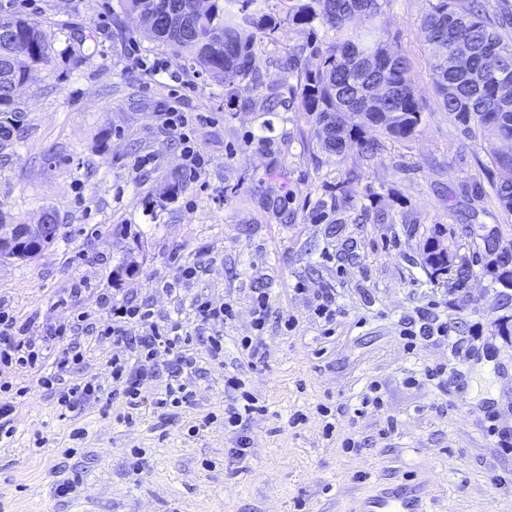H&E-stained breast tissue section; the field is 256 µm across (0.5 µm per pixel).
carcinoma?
<instances>
[{
    "instance_id": "cac0c4a2",
    "label": "carcinoma",
    "mask_w": 512,
    "mask_h": 512,
    "mask_svg": "<svg viewBox=\"0 0 512 512\" xmlns=\"http://www.w3.org/2000/svg\"><path fill=\"white\" fill-rule=\"evenodd\" d=\"M140 0H119L123 15L138 24ZM159 13L144 30L152 40L171 48L175 57L230 87L249 80L266 97L278 102L279 86L267 85L253 70L257 40L276 39L283 19L271 0H213L212 9L200 13L196 0H158ZM384 14L381 0H310L292 5L286 17L296 24L319 21L336 40L319 53L313 70H302L304 49H292L282 68L297 75L289 88L300 111L314 119L313 136L325 148L341 155L347 141H355L365 160L376 158L385 141L411 137L422 122V106L408 73L406 51L385 39L378 20ZM364 21V28L357 27ZM12 28V38H0V150L14 145L13 134L24 113L11 107L14 85L34 68L48 66L52 48L41 25L13 15L0 16V29ZM502 24L483 11L480 0H433L422 17L420 30L431 46L428 61L432 85L440 108L463 126L465 135L491 143L512 138V39L500 31ZM458 41L469 43L473 53L463 72L444 68L445 54ZM498 54L504 62L499 72L484 69L485 54ZM373 128L379 137H366ZM499 179L491 182L501 208L512 213V157L491 155ZM444 251L423 253L422 266L429 276L446 265Z\"/></svg>"
}]
</instances>
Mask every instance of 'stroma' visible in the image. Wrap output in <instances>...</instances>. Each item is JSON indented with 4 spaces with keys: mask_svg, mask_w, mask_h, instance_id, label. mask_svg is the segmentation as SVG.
<instances>
[{
    "mask_svg": "<svg viewBox=\"0 0 512 512\" xmlns=\"http://www.w3.org/2000/svg\"><path fill=\"white\" fill-rule=\"evenodd\" d=\"M429 0H388L387 38L407 48L424 107L411 137L386 141L366 161L355 143L343 155L317 144L312 119L270 107L249 81L224 88L176 62L170 49L119 18L117 0H0V16L39 21L53 49L15 96L21 139L0 151V220L37 223L55 211V244L27 262L0 257V298L31 335L95 306L99 294L176 316L198 292L230 300L224 354L208 361L193 407L144 410L119 423L121 401L61 418L34 374L16 412L17 433L0 446V512H75L86 496L95 512H358L400 486L421 488L428 512H512V301L480 257L462 287L434 282L421 265L436 225L480 242L498 231L512 249V214L490 186L487 143L467 137L441 112L429 78L420 22ZM321 26L284 24L255 48L266 83L296 85L280 62L289 49H326ZM172 63L177 79L152 77L141 62ZM205 113L193 130L201 180L163 129L168 106ZM356 177L337 179L346 170ZM187 186L170 194L174 177ZM482 191H475V183ZM346 205L338 221L319 219L331 195ZM386 223L359 224V205ZM205 267L192 282L179 265ZM336 291V321L314 314L323 289ZM270 298L262 333L266 364L248 367L237 351L253 335L252 299ZM429 313L448 334L407 349L405 324ZM293 319L294 329L284 327ZM443 367L441 381L425 370ZM238 370L262 405L245 425L225 428L224 373ZM376 388L380 406L355 413ZM336 430L325 435V411ZM212 424L197 435L190 425ZM84 427L74 461L62 452ZM144 468L132 471V452ZM247 449L238 458L236 449ZM76 482L66 498L64 480Z\"/></svg>",
    "mask_w": 512,
    "mask_h": 512,
    "instance_id": "obj_1",
    "label": "stroma"
}]
</instances>
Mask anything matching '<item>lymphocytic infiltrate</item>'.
Instances as JSON below:
<instances>
[{
  "label": "lymphocytic infiltrate",
  "mask_w": 512,
  "mask_h": 512,
  "mask_svg": "<svg viewBox=\"0 0 512 512\" xmlns=\"http://www.w3.org/2000/svg\"><path fill=\"white\" fill-rule=\"evenodd\" d=\"M97 302V308L74 313L44 335L33 336L0 301V442L13 437L17 400L28 393L27 388H13L11 375L36 372L65 417H78L100 401L103 388L97 380L73 378L92 340L111 341L117 349L106 366L114 392L122 394L129 408L125 422H132L133 411L147 403L189 407L203 359L219 358L224 327L234 318L231 303L203 294L190 299L188 321L156 318L148 305L129 299L102 295Z\"/></svg>",
  "instance_id": "lymphocytic-infiltrate-1"
}]
</instances>
